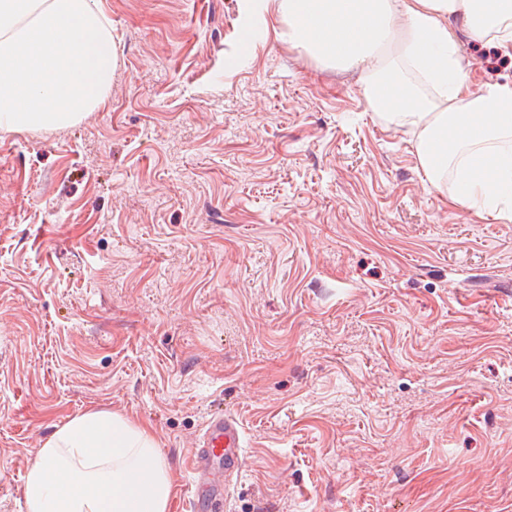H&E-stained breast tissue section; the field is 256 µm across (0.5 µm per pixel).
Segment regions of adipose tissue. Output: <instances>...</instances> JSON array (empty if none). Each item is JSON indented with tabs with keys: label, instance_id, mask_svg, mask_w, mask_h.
Wrapping results in <instances>:
<instances>
[{
	"label": "adipose tissue",
	"instance_id": "1",
	"mask_svg": "<svg viewBox=\"0 0 512 512\" xmlns=\"http://www.w3.org/2000/svg\"><path fill=\"white\" fill-rule=\"evenodd\" d=\"M288 43L358 70L371 108L414 138L433 187L478 217L512 212V82L471 76L458 29L512 51V0H267ZM176 477L151 427L105 409L69 418L35 451L25 512H173Z\"/></svg>",
	"mask_w": 512,
	"mask_h": 512
}]
</instances>
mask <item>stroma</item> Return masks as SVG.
<instances>
[{
    "instance_id": "stroma-1",
    "label": "stroma",
    "mask_w": 512,
    "mask_h": 512,
    "mask_svg": "<svg viewBox=\"0 0 512 512\" xmlns=\"http://www.w3.org/2000/svg\"><path fill=\"white\" fill-rule=\"evenodd\" d=\"M104 6L107 105L0 131V512L90 408L150 424L175 512L219 408L231 512H512V219L429 186L358 73L260 0Z\"/></svg>"
}]
</instances>
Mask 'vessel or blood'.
<instances>
[{
    "instance_id": "vessel-or-blood-1",
    "label": "vessel or blood",
    "mask_w": 512,
    "mask_h": 512,
    "mask_svg": "<svg viewBox=\"0 0 512 512\" xmlns=\"http://www.w3.org/2000/svg\"><path fill=\"white\" fill-rule=\"evenodd\" d=\"M244 431L234 415L211 413L190 455L192 507L227 512L229 489L245 464Z\"/></svg>"
}]
</instances>
